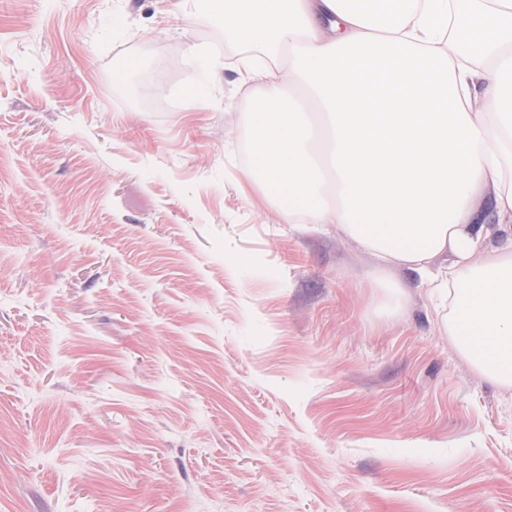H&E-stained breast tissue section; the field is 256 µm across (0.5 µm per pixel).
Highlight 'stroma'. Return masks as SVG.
<instances>
[{
    "label": "stroma",
    "mask_w": 512,
    "mask_h": 512,
    "mask_svg": "<svg viewBox=\"0 0 512 512\" xmlns=\"http://www.w3.org/2000/svg\"><path fill=\"white\" fill-rule=\"evenodd\" d=\"M236 63L182 0H0V512H512V390L284 223Z\"/></svg>",
    "instance_id": "1"
}]
</instances>
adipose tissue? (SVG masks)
<instances>
[{
	"label": "adipose tissue",
	"mask_w": 512,
	"mask_h": 512,
	"mask_svg": "<svg viewBox=\"0 0 512 512\" xmlns=\"http://www.w3.org/2000/svg\"><path fill=\"white\" fill-rule=\"evenodd\" d=\"M243 51L252 171L446 304L457 353L512 389V0H204ZM492 199L495 224L476 211Z\"/></svg>",
	"instance_id": "adipose-tissue-1"
}]
</instances>
